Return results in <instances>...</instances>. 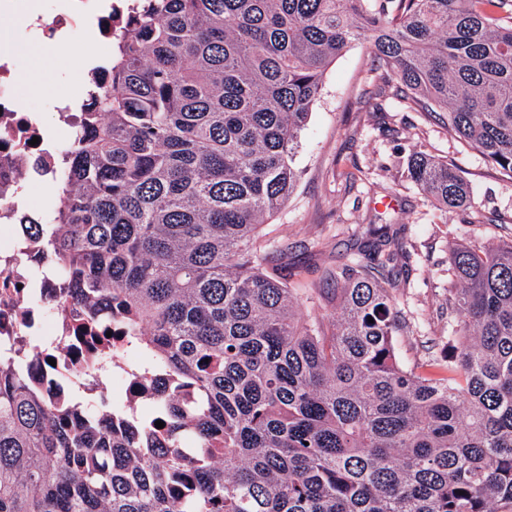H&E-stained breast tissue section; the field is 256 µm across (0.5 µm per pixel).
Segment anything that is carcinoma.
Listing matches in <instances>:
<instances>
[{
  "instance_id": "cac0c4a2",
  "label": "carcinoma",
  "mask_w": 512,
  "mask_h": 512,
  "mask_svg": "<svg viewBox=\"0 0 512 512\" xmlns=\"http://www.w3.org/2000/svg\"><path fill=\"white\" fill-rule=\"evenodd\" d=\"M362 39L392 98L441 109L512 176V0H140L53 222L27 232L83 324L112 321L134 369L194 398L164 386L127 423L0 359V512H512V241L450 251V353L425 373L396 349L407 251L388 226L369 222L330 298L256 245L327 68ZM407 177L473 208L445 160L415 151Z\"/></svg>"
}]
</instances>
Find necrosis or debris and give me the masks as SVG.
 <instances>
[{
  "instance_id": "1",
  "label": "necrosis or debris",
  "mask_w": 512,
  "mask_h": 512,
  "mask_svg": "<svg viewBox=\"0 0 512 512\" xmlns=\"http://www.w3.org/2000/svg\"><path fill=\"white\" fill-rule=\"evenodd\" d=\"M27 2L0 0V17L10 19L25 38L55 40L90 31L105 43L121 31L135 6V0H44L33 15ZM18 69L16 55L0 51V353L10 352L15 337H30L34 346L24 363L26 371L45 377L48 385H78L86 393L111 381L125 405L142 410L152 400L157 375L131 382L124 358L128 342L117 330L94 340L95 359L81 361L72 339L68 292L55 271L29 262L26 227L43 223L45 214L32 208L28 186L47 179L61 186L74 141L60 139L18 98ZM44 293L53 297L49 309L30 313L27 299Z\"/></svg>"
}]
</instances>
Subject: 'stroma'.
Segmentation results:
<instances>
[{
    "mask_svg": "<svg viewBox=\"0 0 512 512\" xmlns=\"http://www.w3.org/2000/svg\"><path fill=\"white\" fill-rule=\"evenodd\" d=\"M390 91L368 44H352L329 66L296 156L299 182L258 242L286 267L289 287L322 288L352 257L369 220L389 221L409 254L396 309L405 326L399 349L412 363L446 351L450 247L512 239V178L457 141L442 112L404 108ZM416 149L461 170L473 188L469 215L445 214L407 179Z\"/></svg>",
    "mask_w": 512,
    "mask_h": 512,
    "instance_id": "35a3bbf8",
    "label": "stroma"
}]
</instances>
